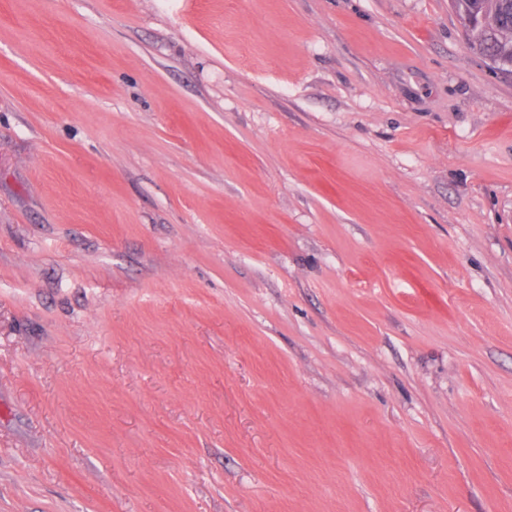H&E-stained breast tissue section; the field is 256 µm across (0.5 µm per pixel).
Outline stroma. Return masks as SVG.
Instances as JSON below:
<instances>
[{
	"instance_id": "1",
	"label": "stroma",
	"mask_w": 512,
	"mask_h": 512,
	"mask_svg": "<svg viewBox=\"0 0 512 512\" xmlns=\"http://www.w3.org/2000/svg\"><path fill=\"white\" fill-rule=\"evenodd\" d=\"M0 512H512L450 0H0Z\"/></svg>"
}]
</instances>
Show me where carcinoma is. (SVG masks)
<instances>
[{"mask_svg": "<svg viewBox=\"0 0 512 512\" xmlns=\"http://www.w3.org/2000/svg\"><path fill=\"white\" fill-rule=\"evenodd\" d=\"M460 21L470 17L465 26L468 43L495 73L511 74L497 60L512 58V0H451Z\"/></svg>", "mask_w": 512, "mask_h": 512, "instance_id": "1", "label": "carcinoma"}]
</instances>
